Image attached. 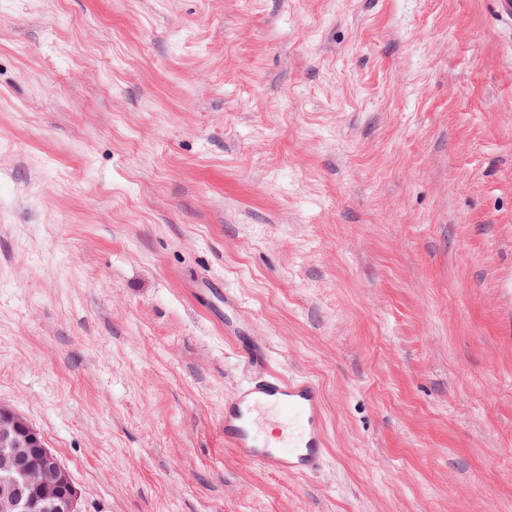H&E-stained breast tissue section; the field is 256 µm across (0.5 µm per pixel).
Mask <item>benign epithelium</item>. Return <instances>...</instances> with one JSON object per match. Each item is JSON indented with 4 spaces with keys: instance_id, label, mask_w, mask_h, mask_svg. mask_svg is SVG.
I'll return each instance as SVG.
<instances>
[{
    "instance_id": "7a95c632",
    "label": "benign epithelium",
    "mask_w": 512,
    "mask_h": 512,
    "mask_svg": "<svg viewBox=\"0 0 512 512\" xmlns=\"http://www.w3.org/2000/svg\"><path fill=\"white\" fill-rule=\"evenodd\" d=\"M80 499L43 433L0 404V512H80Z\"/></svg>"
}]
</instances>
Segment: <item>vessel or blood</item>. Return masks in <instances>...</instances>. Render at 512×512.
<instances>
[{
    "mask_svg": "<svg viewBox=\"0 0 512 512\" xmlns=\"http://www.w3.org/2000/svg\"><path fill=\"white\" fill-rule=\"evenodd\" d=\"M224 446L277 475H309L328 459L324 392L310 378L267 374L224 402Z\"/></svg>",
    "mask_w": 512,
    "mask_h": 512,
    "instance_id": "vessel-or-blood-1",
    "label": "vessel or blood"
}]
</instances>
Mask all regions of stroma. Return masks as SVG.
<instances>
[{"mask_svg": "<svg viewBox=\"0 0 512 512\" xmlns=\"http://www.w3.org/2000/svg\"><path fill=\"white\" fill-rule=\"evenodd\" d=\"M265 372L320 474L225 449ZM0 404L82 512H512L495 0H0ZM224 447L272 474L324 470L328 446L320 384L274 373L245 381L224 401Z\"/></svg>", "mask_w": 512, "mask_h": 512, "instance_id": "35a3bbf8", "label": "stroma"}]
</instances>
